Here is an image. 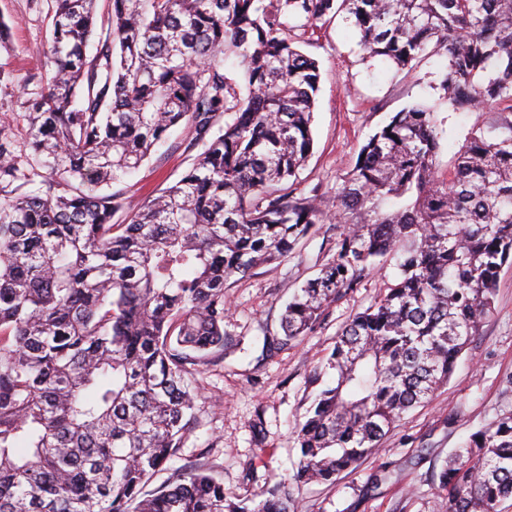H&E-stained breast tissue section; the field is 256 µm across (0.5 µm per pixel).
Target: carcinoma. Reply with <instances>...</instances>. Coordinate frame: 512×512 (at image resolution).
<instances>
[{
  "label": "carcinoma",
  "instance_id": "carcinoma-1",
  "mask_svg": "<svg viewBox=\"0 0 512 512\" xmlns=\"http://www.w3.org/2000/svg\"><path fill=\"white\" fill-rule=\"evenodd\" d=\"M50 0L45 74L23 87L30 161L0 130V512H298L448 382L512 262V0ZM342 17L370 58L437 57L455 112H492L448 171L417 101L359 153L328 215L292 179L313 150L319 62L299 44ZM237 59L247 92L224 73ZM202 151L158 196L98 195L168 131ZM39 183L37 191L22 188ZM125 224L112 223L119 208ZM334 221L335 254L296 290L271 358L312 333L384 258L386 292L336 334L295 430L293 475L251 504L202 468L144 488L194 431L198 367L241 348L224 289ZM442 512L512 500V412L435 473Z\"/></svg>",
  "mask_w": 512,
  "mask_h": 512
}]
</instances>
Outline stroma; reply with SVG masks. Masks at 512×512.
Instances as JSON below:
<instances>
[{
	"label": "stroma",
	"instance_id": "1",
	"mask_svg": "<svg viewBox=\"0 0 512 512\" xmlns=\"http://www.w3.org/2000/svg\"><path fill=\"white\" fill-rule=\"evenodd\" d=\"M0 18L9 26L8 44L0 47V126L17 146H24L27 125L19 90L40 75L50 49L47 0H0ZM302 50L315 58L321 83L314 113V148L300 171L297 186L319 187L326 201L348 178L369 135L410 102L436 106L444 131L438 155L447 168L474 124L489 123V113L450 111L438 87L439 59L422 63L412 73L368 58L349 23L335 19L318 26ZM188 126L174 129L122 185L128 202L151 199L189 168L184 150ZM336 227L317 225L315 232L282 262L232 282L225 294L230 312L227 333L243 342L242 351L228 355L223 366L201 367L194 385L198 392L196 430L178 458L165 464L157 483L175 479L182 468L201 466L224 483L226 493L246 497L289 477L297 460L294 430L312 388L315 367L325 362L337 330L362 312L391 283L395 258L370 275L331 308L314 334L282 346L263 358V339L280 335V316L293 291L313 278L335 252ZM512 264L500 273L494 304L482 328L459 358L448 383L431 400L410 411L387 434L383 447L355 471L342 474L335 485L304 487L300 512H441L443 497L433 479L449 453L497 414L512 410ZM385 474L372 485L371 475Z\"/></svg>",
	"mask_w": 512,
	"mask_h": 512
}]
</instances>
